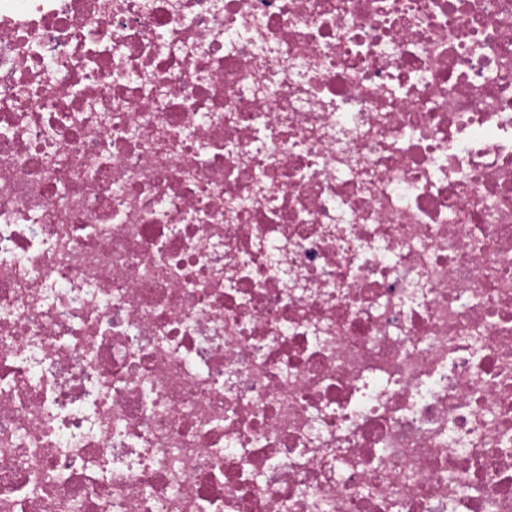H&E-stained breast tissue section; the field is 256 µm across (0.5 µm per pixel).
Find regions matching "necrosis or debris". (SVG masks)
Wrapping results in <instances>:
<instances>
[{
    "instance_id": "obj_1",
    "label": "necrosis or debris",
    "mask_w": 512,
    "mask_h": 512,
    "mask_svg": "<svg viewBox=\"0 0 512 512\" xmlns=\"http://www.w3.org/2000/svg\"><path fill=\"white\" fill-rule=\"evenodd\" d=\"M512 512V0H0V512Z\"/></svg>"
}]
</instances>
